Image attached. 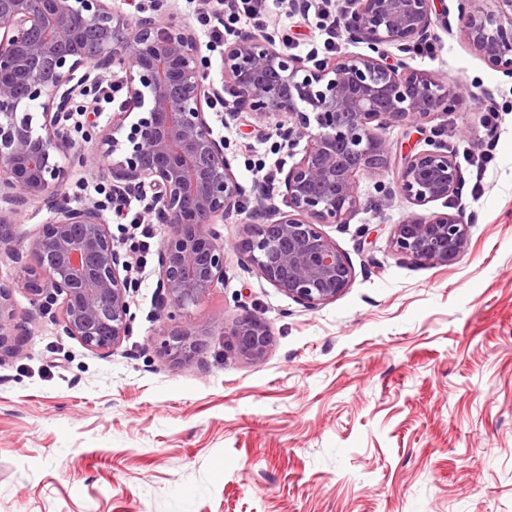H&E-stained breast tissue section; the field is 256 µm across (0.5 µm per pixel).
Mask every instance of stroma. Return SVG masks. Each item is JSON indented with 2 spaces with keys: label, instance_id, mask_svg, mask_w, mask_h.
I'll return each instance as SVG.
<instances>
[{
  "label": "stroma",
  "instance_id": "obj_1",
  "mask_svg": "<svg viewBox=\"0 0 512 512\" xmlns=\"http://www.w3.org/2000/svg\"><path fill=\"white\" fill-rule=\"evenodd\" d=\"M267 25L301 56L321 41L289 0H271ZM434 43L435 59H403L460 83L462 107L431 128L381 129L390 171L360 176L361 207L323 227L353 269L336 300L307 308L245 268L237 216L217 227L224 281L193 310L210 334L191 367L160 350L185 320L156 316V255L137 278L134 332L109 357L16 288L31 322L0 359V512H512V78L459 31L435 25ZM494 101L507 110L479 193L466 185L420 209L378 193L436 127L468 175ZM210 123L245 189L254 165L302 155L280 148L273 122L214 112ZM418 210L469 223L456 262L396 253L397 224ZM248 312L272 334L257 363L225 345V325Z\"/></svg>",
  "mask_w": 512,
  "mask_h": 512
}]
</instances>
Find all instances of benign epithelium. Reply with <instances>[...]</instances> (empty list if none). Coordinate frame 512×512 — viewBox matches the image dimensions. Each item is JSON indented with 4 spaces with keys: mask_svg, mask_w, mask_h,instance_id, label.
Wrapping results in <instances>:
<instances>
[{
    "mask_svg": "<svg viewBox=\"0 0 512 512\" xmlns=\"http://www.w3.org/2000/svg\"><path fill=\"white\" fill-rule=\"evenodd\" d=\"M156 0L155 14L131 23L109 0H0V249L23 264L22 288L39 311L58 302V325L86 348L110 356L134 331L133 253L114 248L97 204L69 205L60 160L93 165L111 191L148 200L168 233L157 251L158 312L172 308L189 328L164 332L170 361H198L210 326L192 317L224 282V241L213 225L245 212L224 140L213 136L209 111L225 105L232 121L246 113L280 119L278 136L302 157L282 180L288 210L259 202L266 222H243L233 249L244 266L310 308L333 301L352 267L322 230L343 224L361 206L358 177L384 175L389 150L383 124L424 125L455 112L463 88L410 69L389 54L433 35V0H353L346 37L371 54L320 63L277 48L272 33L224 46V74L209 78L189 26ZM457 26L485 64L512 77V0H458ZM112 75L127 103L112 113L96 154L76 148L71 105ZM231 99L224 100V95ZM405 156L396 189L426 206L461 191L458 164L438 139ZM52 217L22 249L12 247L15 214L30 202ZM468 244V225L453 214H412L397 225L396 251L446 265ZM15 286L0 280V357L29 335ZM227 345L258 362L271 345L267 322L247 313L224 327Z\"/></svg>",
    "mask_w": 512,
    "mask_h": 512,
    "instance_id": "1",
    "label": "benign epithelium"
}]
</instances>
